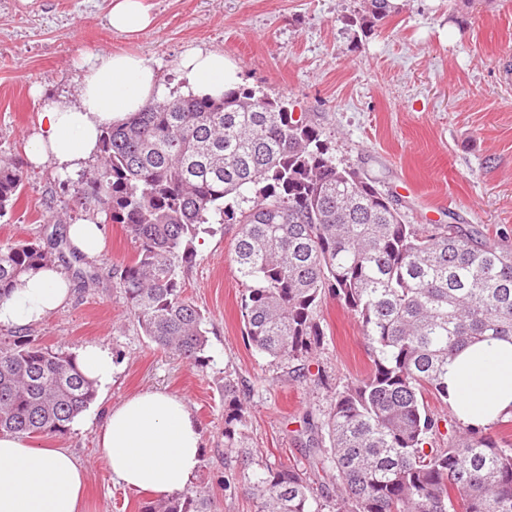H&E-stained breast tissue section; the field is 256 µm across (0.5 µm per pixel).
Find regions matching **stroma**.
<instances>
[{
	"mask_svg": "<svg viewBox=\"0 0 512 512\" xmlns=\"http://www.w3.org/2000/svg\"><path fill=\"white\" fill-rule=\"evenodd\" d=\"M154 25L130 40L109 27L111 0H0V160L18 164L24 188L0 245L49 243L67 225L92 217L77 190L80 175L28 166L25 145L44 100L75 102L78 61L137 53L157 66L164 94L176 97V69L189 46L224 51L241 85L286 97L291 112L323 133L338 162L358 168L397 200L410 224H472L485 241L512 251V0H397L398 13L360 30L363 0H147ZM41 97L30 93L32 85ZM238 227L215 224L198 235L183 269L185 293L210 316L204 372L159 350L130 316L112 277L135 243L107 224L106 245L82 260L95 281L73 278L67 303L26 335L77 352L94 342L110 350L115 371L90 407L61 436L37 447L70 449L87 471L86 512H143L149 493L116 484L99 443L106 410L147 389L182 396L202 433V464L190 483L213 512H254L250 487L264 468L309 467L308 421L330 407L337 388L365 375L370 357L360 327L336 300L317 314L323 348L309 362L321 383L288 376L287 365L249 348L233 261ZM245 380L247 448L224 466V374ZM237 480L224 489L226 472Z\"/></svg>",
	"mask_w": 512,
	"mask_h": 512,
	"instance_id": "stroma-1",
	"label": "stroma"
}]
</instances>
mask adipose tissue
I'll use <instances>...</instances> for the list:
<instances>
[{
	"label": "adipose tissue",
	"instance_id": "ef3b65f1",
	"mask_svg": "<svg viewBox=\"0 0 512 512\" xmlns=\"http://www.w3.org/2000/svg\"><path fill=\"white\" fill-rule=\"evenodd\" d=\"M146 0H112L109 24L126 37L149 30ZM182 89L197 97H222L240 83L237 65L222 51L195 45L180 56ZM77 103L47 102L25 155L36 167L54 164L66 175L96 159L105 127L126 121L159 98L157 68L147 59L112 53L83 60ZM72 282L57 267L30 271L0 302V328H23L65 305ZM448 398L466 425L490 427L512 417V338L481 341L448 367ZM113 480L158 497L186 489L202 462V434L186 400L150 389L111 406L100 434ZM86 471L65 448H36L25 437L0 435V512H81Z\"/></svg>",
	"mask_w": 512,
	"mask_h": 512
}]
</instances>
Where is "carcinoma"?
<instances>
[{"mask_svg":"<svg viewBox=\"0 0 512 512\" xmlns=\"http://www.w3.org/2000/svg\"><path fill=\"white\" fill-rule=\"evenodd\" d=\"M396 11L365 0L362 24ZM249 88L220 99H156L105 128L80 195L126 227L136 253L113 269L144 335L197 371L208 366V317L185 294L181 268L203 224H236L243 340L292 377L323 343L317 308L336 299L357 318L371 367L336 390L308 449L336 473L321 504L310 478L288 466L253 482L255 512H512V446L460 420L436 446L440 419L424 403L448 401V361L466 346L512 337V254L482 243L470 224H407L377 182L340 165L305 117ZM23 173L0 165V219ZM21 240L0 247V302L19 279L63 256ZM242 382L224 376V463L243 453ZM96 398L76 355L18 334L0 341V433L63 435ZM143 512H212L186 489Z\"/></svg>","mask_w":512,"mask_h":512,"instance_id":"carcinoma-1","label":"carcinoma"}]
</instances>
